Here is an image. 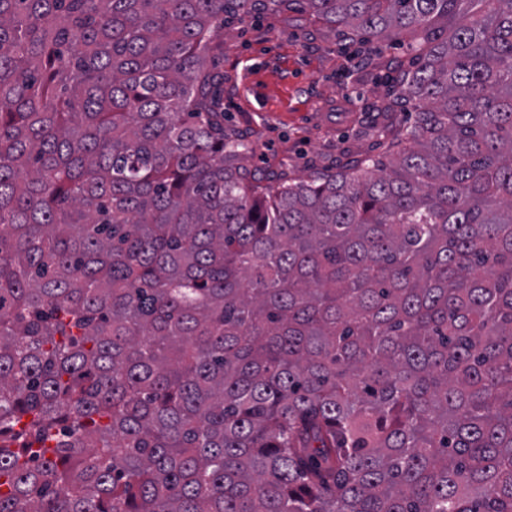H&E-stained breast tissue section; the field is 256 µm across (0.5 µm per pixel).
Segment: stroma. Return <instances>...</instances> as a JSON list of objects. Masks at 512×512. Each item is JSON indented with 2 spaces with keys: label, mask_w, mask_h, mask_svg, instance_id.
<instances>
[{
  "label": "stroma",
  "mask_w": 512,
  "mask_h": 512,
  "mask_svg": "<svg viewBox=\"0 0 512 512\" xmlns=\"http://www.w3.org/2000/svg\"><path fill=\"white\" fill-rule=\"evenodd\" d=\"M220 38L224 52L215 66L224 76V121L250 133L249 168L304 181L315 171L385 156L412 120L410 113L387 110L389 87L379 66L409 59L405 47L374 49L370 63L346 66L344 40L296 2L230 20ZM253 74L265 89L260 102L249 91Z\"/></svg>",
  "instance_id": "1"
}]
</instances>
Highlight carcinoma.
<instances>
[{"label":"carcinoma","instance_id":"carcinoma-1","mask_svg":"<svg viewBox=\"0 0 512 512\" xmlns=\"http://www.w3.org/2000/svg\"><path fill=\"white\" fill-rule=\"evenodd\" d=\"M303 2L414 122L290 184L257 0H0V512H512V0Z\"/></svg>","mask_w":512,"mask_h":512}]
</instances>
